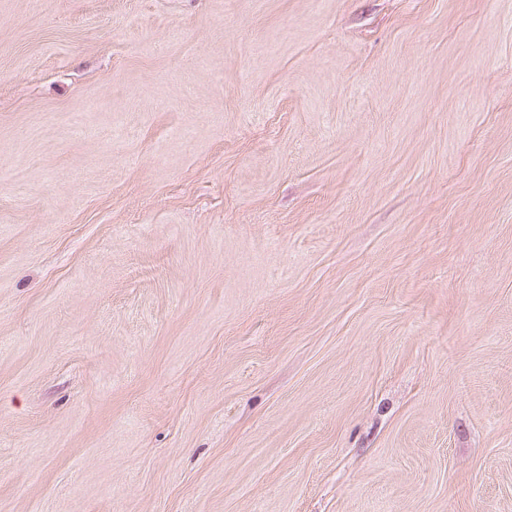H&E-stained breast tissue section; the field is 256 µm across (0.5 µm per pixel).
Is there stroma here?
Returning a JSON list of instances; mask_svg holds the SVG:
<instances>
[{
    "label": "stroma",
    "instance_id": "obj_1",
    "mask_svg": "<svg viewBox=\"0 0 512 512\" xmlns=\"http://www.w3.org/2000/svg\"><path fill=\"white\" fill-rule=\"evenodd\" d=\"M0 512H512V0H0Z\"/></svg>",
    "mask_w": 512,
    "mask_h": 512
}]
</instances>
